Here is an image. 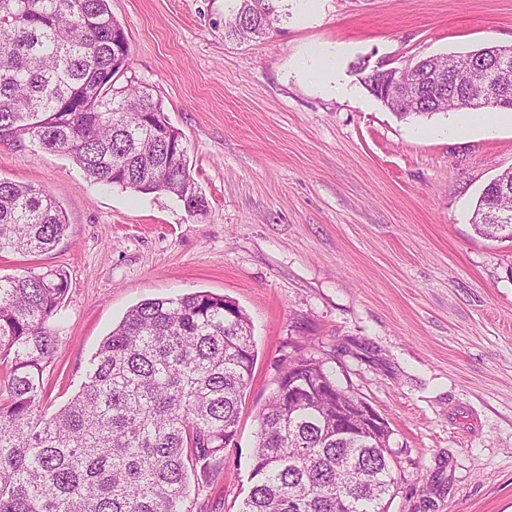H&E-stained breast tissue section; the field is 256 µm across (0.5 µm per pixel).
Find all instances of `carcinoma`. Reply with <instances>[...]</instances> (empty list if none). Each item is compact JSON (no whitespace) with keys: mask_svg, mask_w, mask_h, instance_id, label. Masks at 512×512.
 <instances>
[{"mask_svg":"<svg viewBox=\"0 0 512 512\" xmlns=\"http://www.w3.org/2000/svg\"><path fill=\"white\" fill-rule=\"evenodd\" d=\"M273 0H240L225 36L259 38ZM473 58L413 65L412 90L383 102L401 117L456 109L434 92L437 71ZM130 65L109 0H0V131L17 127L49 153L73 160L105 186L164 192L192 214L208 202L189 170L185 137L147 91L102 85ZM504 85L473 111L512 110V60ZM512 171L489 182L474 214L512 215ZM65 213L47 190L0 179V253H46L63 238ZM512 240V224H474ZM61 269L0 278V512H183L188 472L216 470L237 434L255 364L247 316L209 292L145 300L103 341L82 389L62 409H40L43 374L57 348ZM364 400L336 384L322 360H289L258 414L249 491L239 512H389L395 459L391 430L358 429Z\"/></svg>","mask_w":512,"mask_h":512,"instance_id":"obj_1","label":"carcinoma"}]
</instances>
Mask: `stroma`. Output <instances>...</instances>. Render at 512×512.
Listing matches in <instances>:
<instances>
[{
  "label": "stroma",
  "mask_w": 512,
  "mask_h": 512,
  "mask_svg": "<svg viewBox=\"0 0 512 512\" xmlns=\"http://www.w3.org/2000/svg\"><path fill=\"white\" fill-rule=\"evenodd\" d=\"M130 66L183 133L206 214L105 187L29 139L0 140V179L46 188L69 229L49 253L0 255V276L66 271L65 328L44 374L53 414L102 340L152 298L206 291L256 343L236 443L192 471L184 512H238L256 415L301 348L389 424L390 512H512V240L477 235L483 187L512 169V124L446 132L399 117L365 71L512 48V0H275L262 38L224 37L237 0H109ZM332 69L309 73L317 57Z\"/></svg>",
  "instance_id": "35a3bbf8"
}]
</instances>
